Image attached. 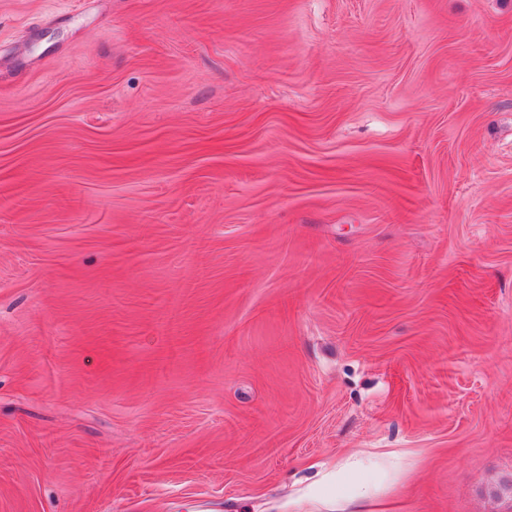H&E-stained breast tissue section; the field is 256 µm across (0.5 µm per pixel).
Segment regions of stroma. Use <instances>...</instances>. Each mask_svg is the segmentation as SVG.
I'll list each match as a JSON object with an SVG mask.
<instances>
[{
  "label": "stroma",
  "instance_id": "35a3bbf8",
  "mask_svg": "<svg viewBox=\"0 0 512 512\" xmlns=\"http://www.w3.org/2000/svg\"><path fill=\"white\" fill-rule=\"evenodd\" d=\"M0 512H512V0H0Z\"/></svg>",
  "mask_w": 512,
  "mask_h": 512
}]
</instances>
